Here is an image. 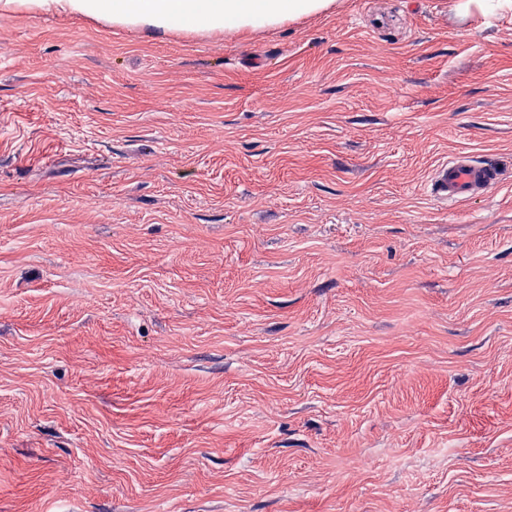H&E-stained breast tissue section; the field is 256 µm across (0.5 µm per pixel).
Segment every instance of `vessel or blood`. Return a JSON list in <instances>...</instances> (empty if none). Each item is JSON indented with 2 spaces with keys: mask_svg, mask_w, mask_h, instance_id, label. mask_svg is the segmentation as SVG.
I'll list each match as a JSON object with an SVG mask.
<instances>
[{
  "mask_svg": "<svg viewBox=\"0 0 512 512\" xmlns=\"http://www.w3.org/2000/svg\"><path fill=\"white\" fill-rule=\"evenodd\" d=\"M496 178L495 169L457 156L435 169L430 193L437 202L452 205L480 195Z\"/></svg>",
  "mask_w": 512,
  "mask_h": 512,
  "instance_id": "obj_1",
  "label": "vessel or blood"
}]
</instances>
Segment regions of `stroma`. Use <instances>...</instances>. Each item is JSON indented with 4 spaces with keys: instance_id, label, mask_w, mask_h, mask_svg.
<instances>
[{
    "instance_id": "35a3bbf8",
    "label": "stroma",
    "mask_w": 512,
    "mask_h": 512,
    "mask_svg": "<svg viewBox=\"0 0 512 512\" xmlns=\"http://www.w3.org/2000/svg\"><path fill=\"white\" fill-rule=\"evenodd\" d=\"M0 512H512V14L0 13ZM496 179L495 169L467 156H457L434 170L430 194L437 202L450 206L480 195Z\"/></svg>"
}]
</instances>
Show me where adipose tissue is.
Segmentation results:
<instances>
[{"label":"adipose tissue","instance_id":"obj_1","mask_svg":"<svg viewBox=\"0 0 512 512\" xmlns=\"http://www.w3.org/2000/svg\"><path fill=\"white\" fill-rule=\"evenodd\" d=\"M335 0H0V7L81 16L126 29L233 37L329 10Z\"/></svg>","mask_w":512,"mask_h":512}]
</instances>
